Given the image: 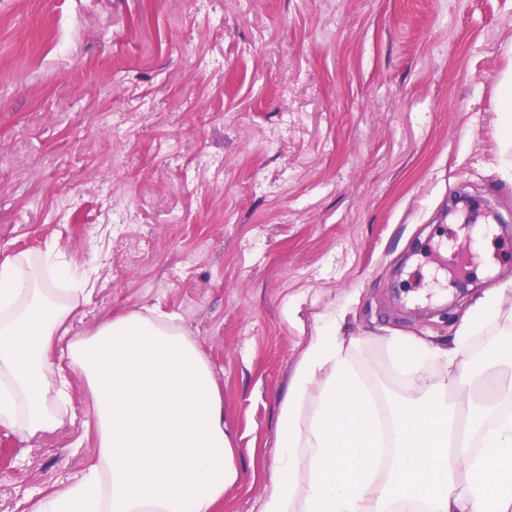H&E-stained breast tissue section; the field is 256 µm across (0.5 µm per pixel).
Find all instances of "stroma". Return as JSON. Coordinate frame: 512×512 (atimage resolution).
I'll list each match as a JSON object with an SVG mask.
<instances>
[{"instance_id":"obj_1","label":"stroma","mask_w":512,"mask_h":512,"mask_svg":"<svg viewBox=\"0 0 512 512\" xmlns=\"http://www.w3.org/2000/svg\"><path fill=\"white\" fill-rule=\"evenodd\" d=\"M512 0H0V259L46 288L94 271L74 336L177 314L211 364L259 512L288 377L339 315L381 399L386 345L437 344L512 279V146L495 104ZM490 263L452 272L456 232ZM29 441L0 427V512H30L96 455L92 397Z\"/></svg>"}]
</instances>
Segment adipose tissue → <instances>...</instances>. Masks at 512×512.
<instances>
[{"label":"adipose tissue","mask_w":512,"mask_h":512,"mask_svg":"<svg viewBox=\"0 0 512 512\" xmlns=\"http://www.w3.org/2000/svg\"><path fill=\"white\" fill-rule=\"evenodd\" d=\"M39 274L27 255L0 260V426L24 440L58 426L75 370L93 396L97 456L34 512H221L240 476L224 399L176 315L131 311L71 337L76 304ZM511 300L512 280L488 288L444 345L388 336L417 396L384 410L336 324L311 337L260 512H512V338L477 362L465 350ZM62 340L66 368L53 360Z\"/></svg>","instance_id":"adipose-tissue-1"}]
</instances>
